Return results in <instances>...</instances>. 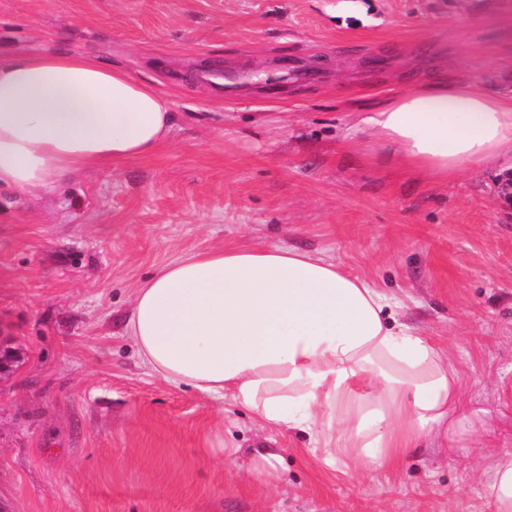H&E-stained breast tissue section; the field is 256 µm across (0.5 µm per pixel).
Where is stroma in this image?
Masks as SVG:
<instances>
[{"mask_svg": "<svg viewBox=\"0 0 512 512\" xmlns=\"http://www.w3.org/2000/svg\"><path fill=\"white\" fill-rule=\"evenodd\" d=\"M69 48L168 98L151 156L0 192V512H492L512 452V155L442 180L357 124L441 74L512 91V0H0V51ZM311 73L289 80L290 70ZM240 74L220 96L213 72ZM291 248L364 279L481 409L454 447L365 470L172 386L127 332L137 288L202 250ZM286 473L267 483L255 455ZM279 457L276 453L266 452L257 454L252 460V469L257 476L268 482H278L282 479L278 469ZM486 497L493 512L512 511V453L504 452L495 461L490 481L486 485Z\"/></svg>", "mask_w": 512, "mask_h": 512, "instance_id": "obj_1", "label": "stroma"}]
</instances>
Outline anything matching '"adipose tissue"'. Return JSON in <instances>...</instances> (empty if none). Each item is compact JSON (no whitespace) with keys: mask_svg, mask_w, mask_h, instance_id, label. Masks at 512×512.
Returning a JSON list of instances; mask_svg holds the SVG:
<instances>
[{"mask_svg":"<svg viewBox=\"0 0 512 512\" xmlns=\"http://www.w3.org/2000/svg\"><path fill=\"white\" fill-rule=\"evenodd\" d=\"M174 123L165 96L96 57L0 54V188L48 193L88 167L151 155ZM362 123L405 167L443 180L512 152V95L472 80L439 77ZM387 308L319 256L227 248L162 267L138 289L127 327L168 384L377 468L422 439L458 441L481 415L462 411L447 352ZM486 497L493 512H512L511 452L496 459Z\"/></svg>","mask_w":512,"mask_h":512,"instance_id":"1","label":"adipose tissue"}]
</instances>
